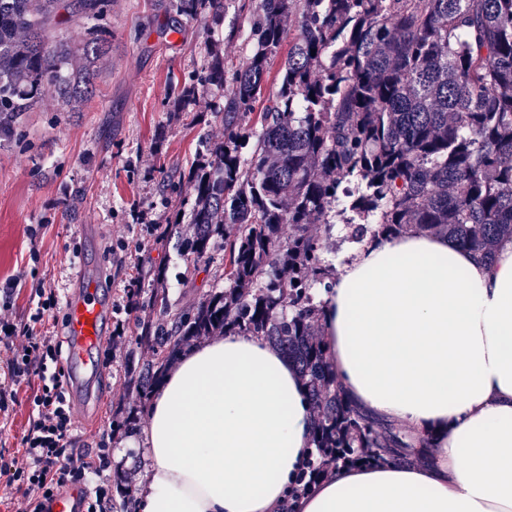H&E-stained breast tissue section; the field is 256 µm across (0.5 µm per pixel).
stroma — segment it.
Here are the masks:
<instances>
[{
  "label": "stroma",
  "mask_w": 512,
  "mask_h": 512,
  "mask_svg": "<svg viewBox=\"0 0 512 512\" xmlns=\"http://www.w3.org/2000/svg\"><path fill=\"white\" fill-rule=\"evenodd\" d=\"M172 0H112L107 26L111 57L96 77L90 111H62L45 96L15 122L21 136L0 137V281L15 279L19 292L7 317L14 342L29 328L38 289L51 288L61 304L47 312L37 331L64 341V299L79 272L98 277L106 309L125 303L132 283L144 293L164 292L179 309L196 306L212 288L223 287V267L214 262L191 271L183 251L189 224H172L162 203V180L190 196L189 166L206 143L223 140L224 122L213 110L223 90L201 89L189 111H175V83L200 70L204 37L223 44L242 62L253 50L246 18L258 0H235L219 26L187 20L174 32ZM165 268L164 279L153 275ZM136 319L126 338L103 340L95 370L84 382L87 420H73L72 448L83 455L108 448L120 452L127 437L112 431V416L127 405V363L154 360L151 348L135 344ZM43 381L32 374L16 401L0 414V454L10 457L37 417L33 404Z\"/></svg>",
  "instance_id": "stroma-1"
}]
</instances>
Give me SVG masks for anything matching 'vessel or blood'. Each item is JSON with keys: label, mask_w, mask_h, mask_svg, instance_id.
<instances>
[{"label": "vessel or blood", "mask_w": 512, "mask_h": 512, "mask_svg": "<svg viewBox=\"0 0 512 512\" xmlns=\"http://www.w3.org/2000/svg\"><path fill=\"white\" fill-rule=\"evenodd\" d=\"M66 313L69 345L65 366L77 382L93 370V353L104 334L105 311L98 282L85 280L83 288L68 298Z\"/></svg>", "instance_id": "b4317fda"}]
</instances>
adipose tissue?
<instances>
[{
  "label": "adipose tissue",
  "instance_id": "adipose-tissue-1",
  "mask_svg": "<svg viewBox=\"0 0 512 512\" xmlns=\"http://www.w3.org/2000/svg\"><path fill=\"white\" fill-rule=\"evenodd\" d=\"M319 299L343 390L433 433L426 464L340 467L289 499L305 387L262 337L228 335L182 353L147 405L134 512H512V239L490 263L420 232L372 241Z\"/></svg>",
  "mask_w": 512,
  "mask_h": 512
}]
</instances>
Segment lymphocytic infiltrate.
<instances>
[{"label":"lymphocytic infiltrate","instance_id":"f902f5d3","mask_svg":"<svg viewBox=\"0 0 512 512\" xmlns=\"http://www.w3.org/2000/svg\"><path fill=\"white\" fill-rule=\"evenodd\" d=\"M10 321L0 320V340L8 355L0 376V412L15 400L14 388L35 371L48 374L49 381L34 397L38 419L23 438L21 456L0 455V488L23 490L19 512H46L56 496L81 483L86 475H100L105 454L74 457L71 449L70 401L61 383V346L48 336H27L14 343Z\"/></svg>","mask_w":512,"mask_h":512}]
</instances>
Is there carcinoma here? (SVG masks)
I'll list each match as a JSON object with an SVG mask.
<instances>
[{
	"instance_id": "obj_1",
	"label": "carcinoma",
	"mask_w": 512,
	"mask_h": 512,
	"mask_svg": "<svg viewBox=\"0 0 512 512\" xmlns=\"http://www.w3.org/2000/svg\"><path fill=\"white\" fill-rule=\"evenodd\" d=\"M111 0H0V137L52 94L65 112H86L107 61ZM180 16L224 21V0H174ZM88 24L79 42L56 35L63 14ZM298 33L281 64L277 93L254 128L268 62ZM256 50L235 64L206 37L201 72L184 80L182 100L230 83L215 103L224 140L206 146L189 171L193 187L186 249L210 264L224 250L222 289L166 320L137 324L135 342L155 360L130 368L129 407L112 432L131 433L136 411L182 346L196 336L253 334L294 362L314 416L311 468L411 462L429 438L372 417L341 388L312 290L332 268L310 227L347 224L358 244L373 230L446 236L493 261L512 237V0H260L248 18ZM293 233L283 235V227ZM137 307L168 313L166 298Z\"/></svg>"
}]
</instances>
